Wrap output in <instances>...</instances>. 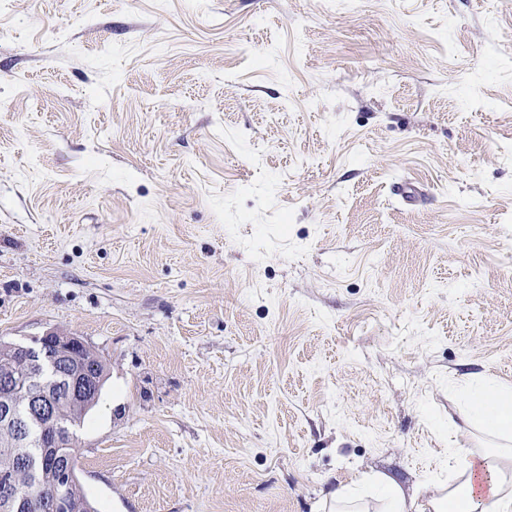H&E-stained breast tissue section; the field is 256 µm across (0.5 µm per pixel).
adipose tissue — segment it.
<instances>
[{
	"label": "adipose tissue",
	"mask_w": 512,
	"mask_h": 512,
	"mask_svg": "<svg viewBox=\"0 0 512 512\" xmlns=\"http://www.w3.org/2000/svg\"><path fill=\"white\" fill-rule=\"evenodd\" d=\"M460 389L467 420L489 432L512 429V388L483 375L461 383ZM454 474L470 488L466 512H512V499L504 493L512 479L511 456L468 453L457 459ZM371 496L379 512H421L416 499L406 497L393 479L378 472L363 474L354 488L337 485L329 493L331 512H366L365 500Z\"/></svg>",
	"instance_id": "ef3b65f1"
}]
</instances>
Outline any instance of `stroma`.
<instances>
[{
  "instance_id": "35a3bbf8",
  "label": "stroma",
  "mask_w": 512,
  "mask_h": 512,
  "mask_svg": "<svg viewBox=\"0 0 512 512\" xmlns=\"http://www.w3.org/2000/svg\"><path fill=\"white\" fill-rule=\"evenodd\" d=\"M52 331L99 512L427 504L512 387V0H0V339ZM465 397L464 416L488 432L511 431L512 389L493 376L482 375L476 381L460 384ZM359 486L351 488L342 483L329 492L330 512L368 511L364 499L375 498L380 512H424L413 497L407 498L400 486L382 473H363ZM373 492H376L373 494Z\"/></svg>"
}]
</instances>
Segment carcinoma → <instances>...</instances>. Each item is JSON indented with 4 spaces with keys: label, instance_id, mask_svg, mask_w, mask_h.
<instances>
[{
    "label": "carcinoma",
    "instance_id": "carcinoma-1",
    "mask_svg": "<svg viewBox=\"0 0 512 512\" xmlns=\"http://www.w3.org/2000/svg\"><path fill=\"white\" fill-rule=\"evenodd\" d=\"M81 366L93 377L98 387L106 381L103 361L91 349L79 350ZM25 362L23 352L9 345H0V374L4 372L23 373ZM98 397L89 400L60 399L57 401L55 423L72 435L69 459L56 461L49 457L36 469L30 470L21 465L15 452L7 449L11 432L0 428V486L7 484L14 490L29 497L28 507L24 512H44L43 505L60 487L67 486L71 512H98L87 497L79 480L66 482L64 472L77 473L80 449L77 446L76 428L80 427L95 406Z\"/></svg>",
    "mask_w": 512,
    "mask_h": 512
}]
</instances>
